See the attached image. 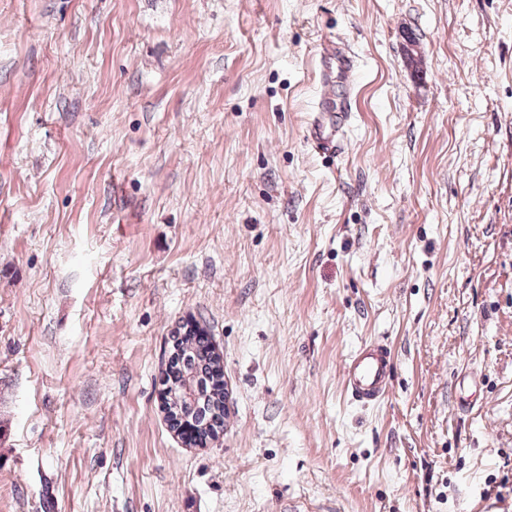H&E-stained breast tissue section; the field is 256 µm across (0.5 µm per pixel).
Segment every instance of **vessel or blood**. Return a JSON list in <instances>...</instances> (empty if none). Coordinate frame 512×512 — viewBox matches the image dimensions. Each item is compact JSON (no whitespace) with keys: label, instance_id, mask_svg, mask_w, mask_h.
<instances>
[{"label":"vessel or blood","instance_id":"1","mask_svg":"<svg viewBox=\"0 0 512 512\" xmlns=\"http://www.w3.org/2000/svg\"><path fill=\"white\" fill-rule=\"evenodd\" d=\"M322 76L329 81L335 78L350 80L354 65L346 53L323 51L320 56ZM344 113L335 106L318 108L308 127L310 140L324 150L336 146L337 127L344 120ZM394 372V355L386 344L368 343L349 356L342 368V382L353 400L362 403L378 402L391 388Z\"/></svg>","mask_w":512,"mask_h":512}]
</instances>
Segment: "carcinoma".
Returning <instances> with one entry per match:
<instances>
[{"label": "carcinoma", "instance_id": "1", "mask_svg": "<svg viewBox=\"0 0 512 512\" xmlns=\"http://www.w3.org/2000/svg\"><path fill=\"white\" fill-rule=\"evenodd\" d=\"M198 336L196 329L186 326L172 335L173 356L164 385L180 397L170 420H194L203 440L224 429V389L215 372L213 351Z\"/></svg>", "mask_w": 512, "mask_h": 512}]
</instances>
